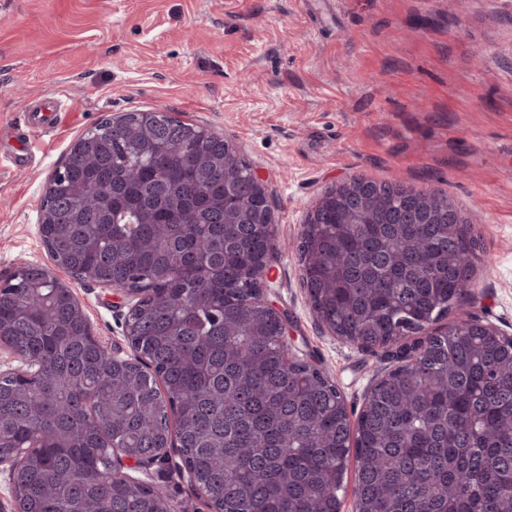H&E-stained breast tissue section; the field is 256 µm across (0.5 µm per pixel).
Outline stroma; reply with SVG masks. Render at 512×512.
Here are the masks:
<instances>
[{"mask_svg":"<svg viewBox=\"0 0 512 512\" xmlns=\"http://www.w3.org/2000/svg\"><path fill=\"white\" fill-rule=\"evenodd\" d=\"M74 118L0 169V279L45 266L51 173L102 119L159 109L229 137L265 178L277 229L268 296L358 413L379 357L327 335L301 284L308 209L364 176L445 194L482 257L460 313L512 333V0H0V127L46 94ZM70 284L100 343L131 348L119 292ZM178 458L128 474L202 512Z\"/></svg>","mask_w":512,"mask_h":512,"instance_id":"35a3bbf8","label":"stroma"}]
</instances>
